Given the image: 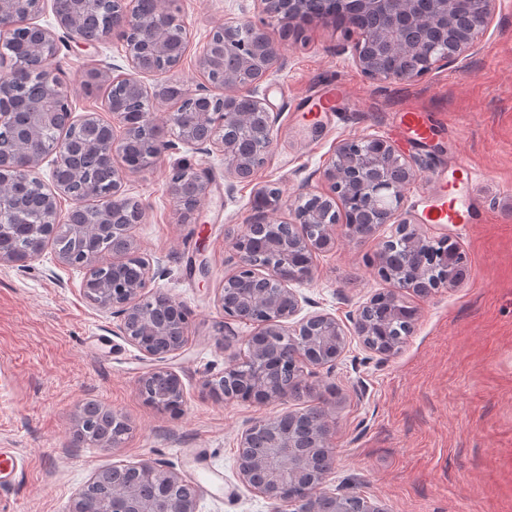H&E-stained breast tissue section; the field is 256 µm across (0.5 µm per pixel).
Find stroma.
<instances>
[{"mask_svg":"<svg viewBox=\"0 0 512 512\" xmlns=\"http://www.w3.org/2000/svg\"><path fill=\"white\" fill-rule=\"evenodd\" d=\"M176 6L190 33L176 77L190 87L204 81L197 57L215 26L263 17L260 0ZM269 33L281 64L259 95L280 119L252 179L229 180L222 155L179 143L123 184L146 210L133 236L153 260V288L191 313L185 351L168 362L185 384L181 414L145 400L139 381L150 363L120 335L118 318L83 297L82 271L60 265L50 247L38 259L0 265V448L25 461L14 481L0 486V512H69L99 471L143 459L193 479L199 512H273L237 477L238 439L255 419L309 405L324 407L335 422L329 490L358 493L384 512H512V0H500L473 54L413 82L368 79L353 61L350 38L333 25L311 22L286 35L273 24ZM57 61L76 114L110 119L104 92L85 90L83 76L122 64L121 40L95 48L71 42ZM339 85L345 97L320 109L319 99ZM407 110L429 124L426 144L410 142L399 128ZM368 136L394 143L418 170L403 189V209L425 240L455 243L465 256V279L426 296L406 295L416 321L393 355L349 336L336 364L312 376L311 396L260 405L209 395L202 381L223 372L251 331L237 323L235 338L221 341L217 290L237 263L227 231L251 217L264 185L279 189L284 203L276 216L289 220L287 202L299 189H324L322 170L336 143ZM185 164L214 177L188 224L179 222L166 191L167 173ZM461 164L476 171L464 191L480 215L470 224L428 223L437 175ZM394 233L391 224L362 240L337 232L297 287L309 311L346 325L374 294L391 290L371 259ZM90 401L125 417L129 431L120 447L74 444L76 416Z\"/></svg>","mask_w":512,"mask_h":512,"instance_id":"1","label":"stroma"}]
</instances>
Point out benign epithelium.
Returning <instances> with one entry per match:
<instances>
[{
    "label": "benign epithelium",
    "mask_w": 512,
    "mask_h": 512,
    "mask_svg": "<svg viewBox=\"0 0 512 512\" xmlns=\"http://www.w3.org/2000/svg\"><path fill=\"white\" fill-rule=\"evenodd\" d=\"M498 0H470L478 16L474 24L456 30L455 14L458 0H358L359 11L372 16L375 27L362 31L350 24L345 33L355 37L352 55L355 64L369 79L386 82L394 75L379 65L376 48L404 27H422L435 32L432 42H404L396 50V59L410 81L430 74L442 66L456 63L473 53L478 41L490 28ZM266 20L260 24L237 22L214 27L202 46L198 63L207 82L194 89L175 78L186 55L187 32L180 17L167 8L162 0H154V8L140 12L136 0H113L112 12L101 29L87 30L89 15L80 7V0H51L55 24L38 23L42 12L40 0H0V40H11L16 30L26 34L30 52V71L42 85L43 99L54 101L47 109L39 104L31 107L37 122L21 134L18 145L26 148L39 143L42 149L27 153L22 166L0 161V217L13 211V187L34 184L44 194L46 224L40 234H52L59 220L57 200L70 196L65 184L58 180L59 170L71 164L75 140L59 131L58 117L64 126L85 123L93 134L82 140L86 152H103L113 161L112 196L105 205L84 212L86 223L75 226V239L80 249L79 260L68 253H57L60 263L86 271L82 283L84 298L100 309L112 310L120 318L119 330L124 338L143 355L158 360L183 351L187 341L189 311L171 297L150 288L153 279V261L141 256V274L129 282H112L103 286L89 281V274L108 263L107 255L86 246V234H112L125 249L139 255V247L131 234L136 224L142 223L145 209L134 202L130 223H110L112 202L127 200L123 183L129 173L147 170L156 158L154 154L132 156L129 146L139 128L149 124L153 105L177 102L175 111L168 113L173 133L186 146L206 152L217 150L224 156L225 173L231 179H247L265 160L273 145L276 117L266 100L258 97V89L266 76L279 66L278 47L267 30L274 21L285 31L293 32L304 18L309 0H262ZM118 37L125 46L127 68L108 66L93 71L91 81L99 85L118 87L121 95L107 101L112 121L106 122L93 113L75 116L67 84L61 77L57 62L59 44L69 41L95 45ZM167 58L169 71L161 74L156 61ZM160 76L148 87L144 76ZM222 94L216 95L213 89ZM247 99L250 112H233L224 108V101ZM188 105L194 115L186 119L183 106ZM55 155L49 180L40 174L44 157ZM417 171L393 143L381 138L349 139L339 142L323 169L328 184L325 193L300 194L291 204L293 220L286 223L270 218L280 202V193L263 186L258 189V203L253 217L229 234V244L238 256L234 271L224 281H250L253 288L243 300V307L226 300L224 290L218 292V302L224 319L245 323L252 327L240 350L216 379L203 381V389L218 388L226 401L238 400L243 392L260 404H274L294 395L279 380L288 374L299 385H308L309 368L333 365L344 353L347 333L336 318L328 313L314 312L301 315L303 305L309 304L293 285L302 281L300 270L312 275L315 254L326 251L335 241L336 224L347 221V211L356 204L361 208L378 209L389 204L380 217L382 224H396L399 234L405 236L403 245L422 246L411 219L402 212L401 187L414 179ZM189 177L194 193L184 192L185 178L169 175L167 191L178 207L183 222H189L206 201L211 187L209 171L191 169ZM265 250L269 261L261 266L253 264L252 245ZM388 245H383L373 260L375 269L382 272L397 288L375 296L356 314L354 328L365 347L382 355L399 348L400 342L380 346L372 341V312L386 303L394 310L405 307L400 296L412 292L425 296L439 288L459 282L464 275L463 260H458L441 276L429 277L433 264L421 265L411 277L403 269L386 265ZM158 377L166 382V389L155 400L158 407L178 413L186 403L185 385L181 376L167 367L149 369L140 379V391ZM284 416L263 417L255 420L240 436L236 460L239 481L253 492L276 505L297 506L296 512H383L367 498L350 500L335 492L312 494L311 487H322L331 471L334 449L330 448L331 420L325 409L317 410L315 422L304 432L281 424ZM116 434L112 440L100 433L83 418L76 420L74 438L97 447H116L128 427L121 414L112 412ZM132 468L148 475L156 485L151 498L140 496L138 489L125 483L116 472L112 484V504L107 512H198L199 495L196 487L179 473L160 464L144 460Z\"/></svg>",
    "instance_id": "7a95c632"
}]
</instances>
